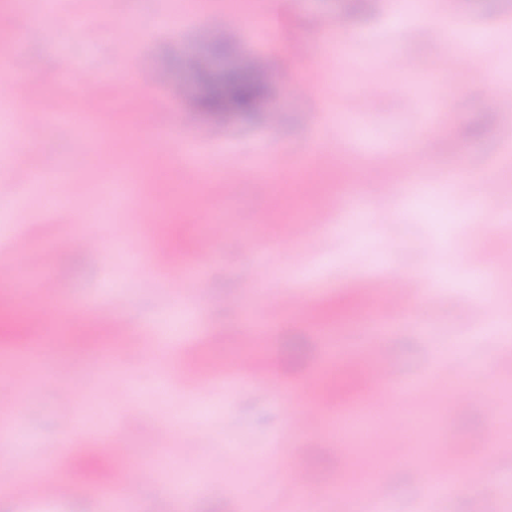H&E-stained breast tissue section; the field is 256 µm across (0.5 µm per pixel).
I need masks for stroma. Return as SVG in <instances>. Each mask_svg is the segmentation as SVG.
Masks as SVG:
<instances>
[{"label":"stroma","mask_w":512,"mask_h":512,"mask_svg":"<svg viewBox=\"0 0 512 512\" xmlns=\"http://www.w3.org/2000/svg\"><path fill=\"white\" fill-rule=\"evenodd\" d=\"M452 3L488 33L480 71L431 69L441 35L417 18L394 24L390 0H53L41 16L0 0V52L12 54L23 83L17 111L0 112V275L47 289L61 308L46 367L15 356L17 341L0 344V405L13 423L0 454L27 474L0 485V512H121L118 485L130 512H294L295 471L314 473L308 498L320 512H361L358 500L340 506L328 490L373 474L386 486V512H424L421 448L432 469L457 449L475 476L466 495L437 500L436 512L512 504V456L490 471L478 463L488 445L512 440V415L485 412L512 401V370L496 365L512 357V339L487 329L512 316V0L430 6L444 15ZM258 11L275 20L263 36L244 24ZM204 21L230 33V52L201 54ZM395 54L413 69H391ZM253 56L270 67L264 105L273 118L211 119L197 104L200 74ZM95 76L98 109L75 112L73 89ZM375 86L387 93L372 110ZM151 112L160 123L146 122ZM89 126L104 135L94 147ZM116 140L126 160L114 155ZM125 161L154 223L116 188L111 218L82 229L96 247L71 246L81 230L73 213L96 212ZM380 178L391 186L384 197ZM347 191L361 210L344 218L336 200ZM314 205L322 223L308 221ZM254 224L267 236L253 245ZM205 238L206 259L197 252ZM21 239L41 253L40 270L14 255ZM158 265L184 275L181 287H148ZM415 272L425 279L398 308L363 304L368 280L396 288ZM498 272L508 281L481 294V277ZM289 290L308 309L280 304ZM179 311L185 331L156 350L153 330ZM255 323L262 331L243 343ZM380 355L394 370L390 401L376 404L365 388L290 426L312 401L310 384L367 371ZM461 372L465 407L416 392L455 386ZM59 379L73 384L75 403L56 397ZM358 405L377 421L372 439L346 438V454H332L336 409ZM73 421L81 434L59 447ZM100 440L155 462L162 478L138 482L123 459L113 462L117 483L78 478ZM187 474L196 492L174 496ZM49 480L66 483V496L39 497ZM272 482L278 495L266 493Z\"/></svg>","instance_id":"35a3bbf8"}]
</instances>
